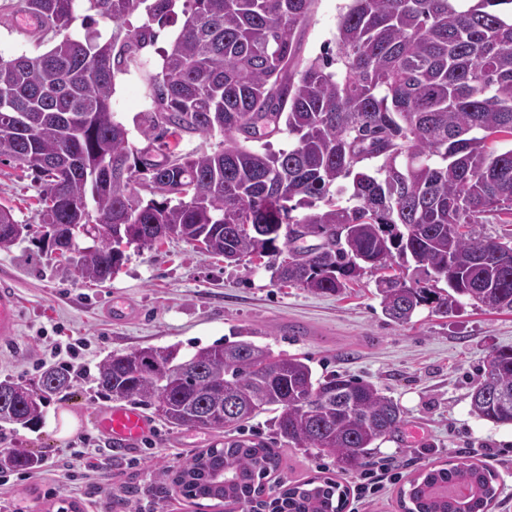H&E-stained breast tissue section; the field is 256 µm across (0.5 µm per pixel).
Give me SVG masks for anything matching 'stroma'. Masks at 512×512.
I'll return each instance as SVG.
<instances>
[{"mask_svg":"<svg viewBox=\"0 0 512 512\" xmlns=\"http://www.w3.org/2000/svg\"><path fill=\"white\" fill-rule=\"evenodd\" d=\"M348 2L315 0L299 35L302 59L335 52L337 23ZM183 9V0H176L171 14L153 24L152 45L115 76L112 113L128 129L131 147L147 144L141 118L152 107L149 78L160 72L162 50L182 29ZM26 20L18 0H0L1 57H34L51 48L52 36L26 28ZM39 193L33 171L0 161V205L12 208L15 219L29 227L14 244L0 247V280L15 288L21 305L17 335L0 339V380L37 384L44 368L56 362L50 354L55 341L83 338L88 347L71 363L73 389L54 397L36 426H0V453L26 449L41 454L47 465L80 446L111 453L112 494L97 496L78 480L55 486L45 482L41 470H17L9 474L14 498L0 504V512H57L71 501L81 512H224L209 500L183 503L163 475L172 463L222 443L223 434L174 428L156 416L149 438L128 450L90 428L60 436V409L88 418L110 406L94 381L98 365L110 355L148 346L175 347L185 355L244 328L274 354L306 358L315 375L371 381L401 407L403 423L377 440L370 453L371 462L388 464L398 480L387 482L374 501L359 506L351 500L348 508L401 512L398 491L418 469L479 454L494 467L502 487L492 512H512V425L470 412V393L486 371L489 353L512 347V312L466 303L442 316L425 306L412 323L397 326L382 312L374 275H364L341 295H318L277 281L265 259L229 263L176 238L149 247L129 245L109 280L89 282L47 251ZM111 304L125 305L129 315L110 316ZM335 471V458L289 446L282 450L279 476L285 481Z\"/></svg>","mask_w":512,"mask_h":512,"instance_id":"stroma-1","label":"stroma"}]
</instances>
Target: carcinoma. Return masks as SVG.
Wrapping results in <instances>:
<instances>
[{
	"instance_id": "cac0c4a2",
	"label": "carcinoma",
	"mask_w": 512,
	"mask_h": 512,
	"mask_svg": "<svg viewBox=\"0 0 512 512\" xmlns=\"http://www.w3.org/2000/svg\"><path fill=\"white\" fill-rule=\"evenodd\" d=\"M75 2L20 0L57 41L36 57H0V158L35 172L42 223L110 224L141 247L174 227L227 261L269 257L278 280L315 294H337L363 271L409 256L445 279L448 294L379 276L382 312L398 326L427 305L447 315L462 298L512 311V243L476 229L489 215H512V148H497L512 139V0H350L335 56L304 65L294 63L296 37L314 0H186L181 32L150 77L142 150L113 118L115 72L137 61L152 43L150 22L176 0H85L81 39L68 33ZM141 9L148 21L134 27ZM99 19L112 24L110 36L95 28ZM215 131L221 149L178 150L183 135ZM284 133L292 143L272 149ZM302 226L320 243L301 244ZM96 237L76 271L100 282L124 254L104 230ZM281 238L288 258L279 262ZM251 335L240 329L179 361L154 347L113 354L95 382L175 427L236 428L272 412L277 436L346 472L403 422L375 384L317 377L305 359L276 356ZM73 387L66 365L47 368L34 388L0 381L9 407L0 423L33 426ZM470 412L512 424L511 347L488 355ZM41 460L1 453L0 470ZM280 466L274 443L228 437L165 476L188 500L239 512H344L347 492L326 476L268 484ZM497 478L479 458H450L417 471L399 506L490 512Z\"/></svg>"
}]
</instances>
